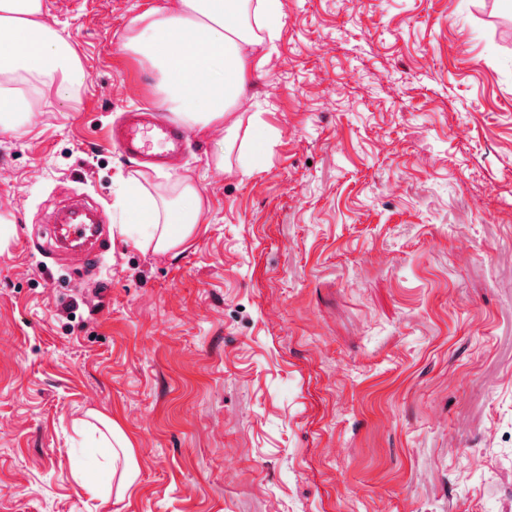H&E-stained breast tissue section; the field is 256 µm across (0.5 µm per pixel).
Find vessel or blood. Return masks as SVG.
<instances>
[{
  "label": "vessel or blood",
  "mask_w": 512,
  "mask_h": 512,
  "mask_svg": "<svg viewBox=\"0 0 512 512\" xmlns=\"http://www.w3.org/2000/svg\"><path fill=\"white\" fill-rule=\"evenodd\" d=\"M107 144L130 159L156 160L181 153L185 146L178 126L159 123L147 109L125 113L110 129ZM53 240L55 252L77 251L83 265L94 268L104 256L107 231L93 211L74 203L60 209Z\"/></svg>",
  "instance_id": "1"
}]
</instances>
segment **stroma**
Returning a JSON list of instances; mask_svg holds the SVG:
<instances>
[{
  "label": "stroma",
  "mask_w": 512,
  "mask_h": 512,
  "mask_svg": "<svg viewBox=\"0 0 512 512\" xmlns=\"http://www.w3.org/2000/svg\"><path fill=\"white\" fill-rule=\"evenodd\" d=\"M172 2L43 0L85 80L0 134V512H512V0H282L246 177L217 129L170 167L102 148L126 107L171 118L121 41ZM140 172L204 196L173 251L120 233ZM72 195L111 231L90 274L48 256ZM262 112H255V127L260 130L258 134H253L252 138L246 133L238 149V168L239 172L243 176H249L255 169L254 162L260 153V149L264 142L270 137V131L262 126L260 114ZM89 417L98 423L99 426L89 420L83 421L81 426L84 431L90 434L96 444L102 448H110L109 457L112 458V477L116 473L115 461L118 457L115 448H120L122 450L124 466L120 474V482L124 490H128L133 486L136 479L135 470L127 452V448H133L130 441L122 432L120 427L111 419L92 413L89 414Z\"/></svg>",
  "instance_id": "35a3bbf8"
}]
</instances>
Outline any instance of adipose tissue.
<instances>
[{
    "instance_id": "1",
    "label": "adipose tissue",
    "mask_w": 512,
    "mask_h": 512,
    "mask_svg": "<svg viewBox=\"0 0 512 512\" xmlns=\"http://www.w3.org/2000/svg\"><path fill=\"white\" fill-rule=\"evenodd\" d=\"M41 13L42 0H0V133L21 131L37 86L58 79L71 94L82 86L79 60L62 31L39 22ZM282 27L281 0H176L172 8L135 13L122 48L158 73L163 103L181 127L200 133L223 129L213 166L223 169L226 154L234 152L240 174L247 176L270 133L241 135L231 115ZM115 205L128 216L120 227L127 241L157 253L191 237L203 213L200 191L188 180L168 198L140 178H127Z\"/></svg>"
}]
</instances>
